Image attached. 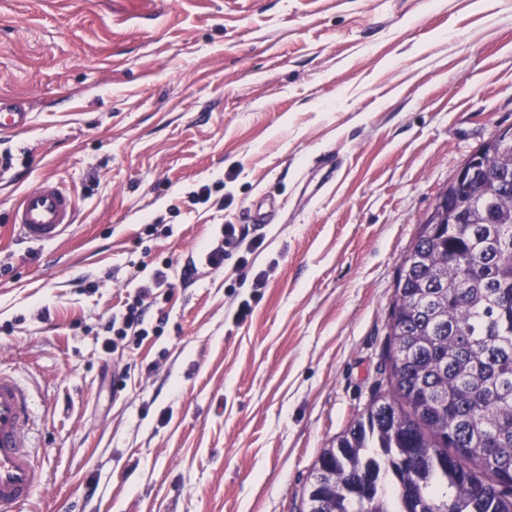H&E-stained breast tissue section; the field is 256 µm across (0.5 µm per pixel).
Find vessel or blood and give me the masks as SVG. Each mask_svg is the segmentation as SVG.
<instances>
[{
	"instance_id": "1",
	"label": "vessel or blood",
	"mask_w": 512,
	"mask_h": 512,
	"mask_svg": "<svg viewBox=\"0 0 512 512\" xmlns=\"http://www.w3.org/2000/svg\"><path fill=\"white\" fill-rule=\"evenodd\" d=\"M29 115L10 98L0 97V129L20 131ZM76 203L56 185L46 182L25 192L11 222L22 237L34 242L63 237L75 222ZM34 411L27 389L0 372V512H9L41 484L42 474L30 452L29 423Z\"/></svg>"
}]
</instances>
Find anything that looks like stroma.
<instances>
[{
	"instance_id": "stroma-1",
	"label": "stroma",
	"mask_w": 512,
	"mask_h": 512,
	"mask_svg": "<svg viewBox=\"0 0 512 512\" xmlns=\"http://www.w3.org/2000/svg\"><path fill=\"white\" fill-rule=\"evenodd\" d=\"M1 94L32 118L0 132V371L43 475L15 512H307L388 389L419 219L512 127V0H0ZM47 179L77 220L31 242ZM159 268L147 337L109 339ZM75 212L74 199L47 181L21 196L11 224L27 240L52 241L63 237L75 223ZM221 237V243L216 246L207 247L203 252L205 261L214 268L223 267L224 256L227 255L229 249L238 248L243 241L242 235L234 224L224 225Z\"/></svg>"
}]
</instances>
